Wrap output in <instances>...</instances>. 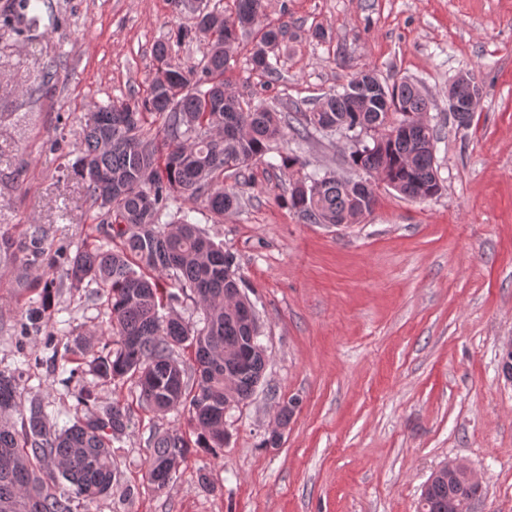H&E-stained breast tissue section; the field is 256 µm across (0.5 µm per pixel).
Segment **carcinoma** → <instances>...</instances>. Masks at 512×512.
<instances>
[{"label":"carcinoma","mask_w":512,"mask_h":512,"mask_svg":"<svg viewBox=\"0 0 512 512\" xmlns=\"http://www.w3.org/2000/svg\"><path fill=\"white\" fill-rule=\"evenodd\" d=\"M193 34L209 45L203 63L185 64L175 59L173 44L159 41L146 96L94 105L84 117L68 174L85 186L109 243L77 247L66 280L71 288L95 287L90 295L107 317L105 339L80 341L84 358L71 368L74 349L60 350L53 336L45 337L53 372L106 383L135 376L141 407L187 408L191 431L159 433L149 441V480L159 489L190 449L224 447V410L253 395L266 365L265 356L251 352V300L234 255L199 230L183 203L201 201L215 215L235 208L239 198L224 174L261 159L272 141L289 135L304 140L326 124L365 137L351 147V167L386 176L411 199L441 191L437 131L421 122L429 100L417 83L366 71L343 91L311 107L295 105L285 115L228 92L224 82L231 52L246 36L251 69L270 83L281 77L276 53L287 26L266 20L263 0H234L228 17L213 9L178 40ZM376 202L371 188L335 177L298 179L286 199L308 224H354ZM47 241L40 224L30 225L23 240L0 231V254L19 252L45 268L40 306L50 321L53 293L64 282L54 276ZM187 298L199 310L196 323L172 313ZM161 308L171 314H159ZM183 346L194 354L193 379L175 356ZM21 387L18 372L0 370V414L20 415V427L0 425V512H77L82 503L111 494L118 474L112 438L135 427L131 407L116 400L60 429L43 401L19 406ZM480 491L462 474L437 478L423 491L430 503L425 512H470Z\"/></svg>","instance_id":"cac0c4a2"}]
</instances>
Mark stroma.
I'll return each instance as SVG.
<instances>
[{
  "label": "stroma",
  "mask_w": 512,
  "mask_h": 512,
  "mask_svg": "<svg viewBox=\"0 0 512 512\" xmlns=\"http://www.w3.org/2000/svg\"><path fill=\"white\" fill-rule=\"evenodd\" d=\"M58 20L0 26V229L30 225L53 246L105 239L82 183L66 173L92 105L145 96L153 47L175 41L180 60L201 63L206 42L179 40L193 18L174 0H49ZM268 20L286 24L282 79L251 71L249 46L233 50L229 92L285 110L337 92L377 70L421 84L440 136L441 192L402 197L379 179L373 211L357 223L308 224L283 203L295 180L279 169L295 150L304 173L363 179L342 135L313 133L272 143L263 160L228 177L240 204L224 215L196 204L195 223L234 254L252 288L265 347L254 395L224 419V448L192 449L169 485L148 479L152 434L188 430L183 410L136 406L133 380L63 384L44 366H23L53 335L99 336L102 308L87 289L61 288L52 320L34 313L40 267L0 261V370L22 368V401L54 405L58 425L86 408L133 404L136 426L112 441L120 466L109 496L81 512H420L422 487L440 464L463 460L483 478L473 512H512V383L500 356L512 337V0H265ZM322 38H315V31ZM55 85L28 88L47 63ZM472 74L482 95L469 126L454 123L448 88ZM297 408L279 446L263 447L282 405Z\"/></svg>",
  "instance_id": "35a3bbf8"
}]
</instances>
